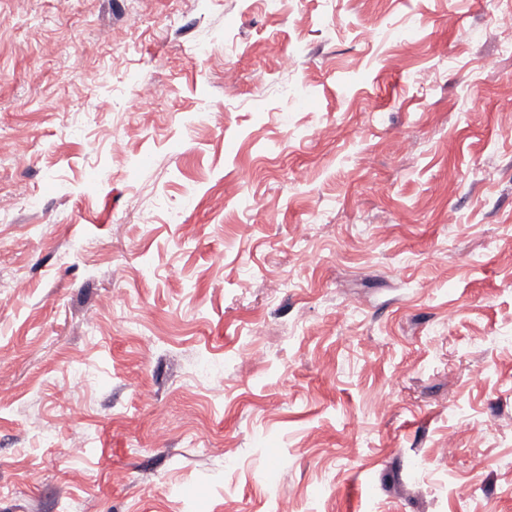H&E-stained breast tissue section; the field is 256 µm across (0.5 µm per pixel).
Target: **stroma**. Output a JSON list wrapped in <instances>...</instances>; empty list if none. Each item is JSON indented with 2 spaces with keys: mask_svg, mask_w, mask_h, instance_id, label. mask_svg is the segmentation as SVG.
Listing matches in <instances>:
<instances>
[{
  "mask_svg": "<svg viewBox=\"0 0 512 512\" xmlns=\"http://www.w3.org/2000/svg\"><path fill=\"white\" fill-rule=\"evenodd\" d=\"M509 10L0 0V512H512Z\"/></svg>",
  "mask_w": 512,
  "mask_h": 512,
  "instance_id": "stroma-1",
  "label": "stroma"
}]
</instances>
